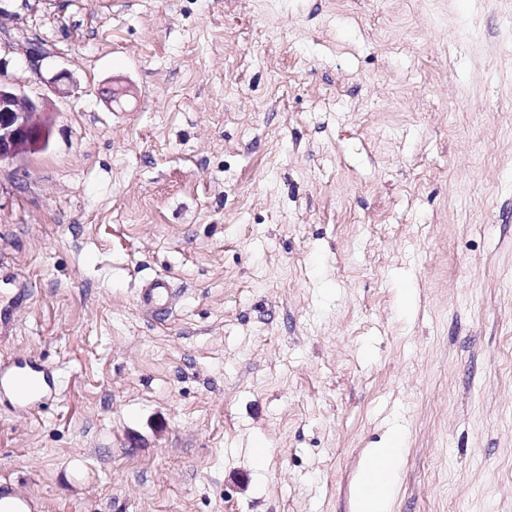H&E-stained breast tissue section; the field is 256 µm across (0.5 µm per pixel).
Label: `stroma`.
I'll list each match as a JSON object with an SVG mask.
<instances>
[{"label":"stroma","mask_w":512,"mask_h":512,"mask_svg":"<svg viewBox=\"0 0 512 512\" xmlns=\"http://www.w3.org/2000/svg\"><path fill=\"white\" fill-rule=\"evenodd\" d=\"M0 80L54 112L0 164V358L64 379L0 403V480L357 512L398 428L389 512H512V0H0ZM33 288L0 263V343L13 336L20 308L32 298ZM180 295V288L174 287V281L169 276L157 275L139 289L137 306L147 317L161 320L172 314ZM62 374L42 358L0 359V401L39 411L60 399Z\"/></svg>","instance_id":"35a3bbf8"}]
</instances>
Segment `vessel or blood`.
<instances>
[{
  "label": "vessel or blood",
  "instance_id": "1",
  "mask_svg": "<svg viewBox=\"0 0 512 512\" xmlns=\"http://www.w3.org/2000/svg\"><path fill=\"white\" fill-rule=\"evenodd\" d=\"M27 281L19 279L0 265V343L9 339L16 328L20 308L32 298ZM181 292L173 280L158 275L147 280L137 295V305L147 317H169ZM62 374L59 368L42 358L0 359V401L14 408L38 411L60 398ZM0 512H44L42 502L20 491L9 481H0Z\"/></svg>",
  "mask_w": 512,
  "mask_h": 512
}]
</instances>
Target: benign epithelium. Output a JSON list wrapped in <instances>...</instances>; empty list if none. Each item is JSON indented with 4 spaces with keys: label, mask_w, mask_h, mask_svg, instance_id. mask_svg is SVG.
Here are the masks:
<instances>
[{
    "label": "benign epithelium",
    "mask_w": 512,
    "mask_h": 512,
    "mask_svg": "<svg viewBox=\"0 0 512 512\" xmlns=\"http://www.w3.org/2000/svg\"><path fill=\"white\" fill-rule=\"evenodd\" d=\"M51 125L47 104H37L0 82V163L45 149Z\"/></svg>",
    "instance_id": "benign-epithelium-1"
}]
</instances>
